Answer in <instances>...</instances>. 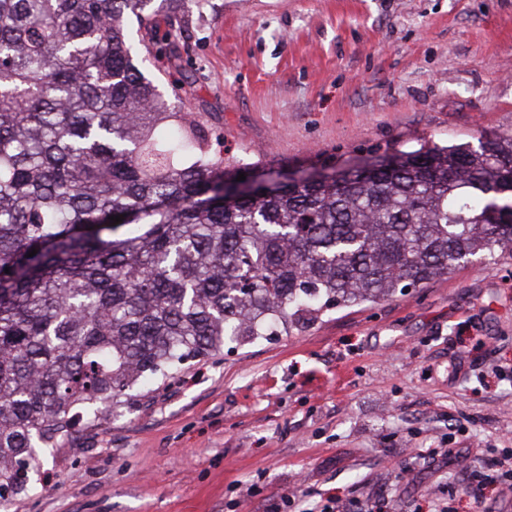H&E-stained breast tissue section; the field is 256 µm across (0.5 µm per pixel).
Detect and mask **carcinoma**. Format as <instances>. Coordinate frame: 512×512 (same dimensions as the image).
Returning <instances> with one entry per match:
<instances>
[{
  "label": "carcinoma",
  "instance_id": "1",
  "mask_svg": "<svg viewBox=\"0 0 512 512\" xmlns=\"http://www.w3.org/2000/svg\"><path fill=\"white\" fill-rule=\"evenodd\" d=\"M153 2L0 0V501L187 360L512 255V133L237 191L134 62L130 14L179 54Z\"/></svg>",
  "mask_w": 512,
  "mask_h": 512
}]
</instances>
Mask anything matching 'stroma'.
<instances>
[{
	"mask_svg": "<svg viewBox=\"0 0 512 512\" xmlns=\"http://www.w3.org/2000/svg\"><path fill=\"white\" fill-rule=\"evenodd\" d=\"M176 57L133 47L175 112L295 177L417 140L512 131V0H203ZM74 433L0 512H273L305 490L475 512L512 450V256L289 334L232 342ZM486 471L496 472L497 475L487 474ZM497 478L512 482V454L504 456L503 459L483 458L479 466H475L472 474L463 480L461 489L478 502L484 497L485 484L493 482Z\"/></svg>",
	"mask_w": 512,
	"mask_h": 512,
	"instance_id": "35a3bbf8",
	"label": "stroma"
}]
</instances>
